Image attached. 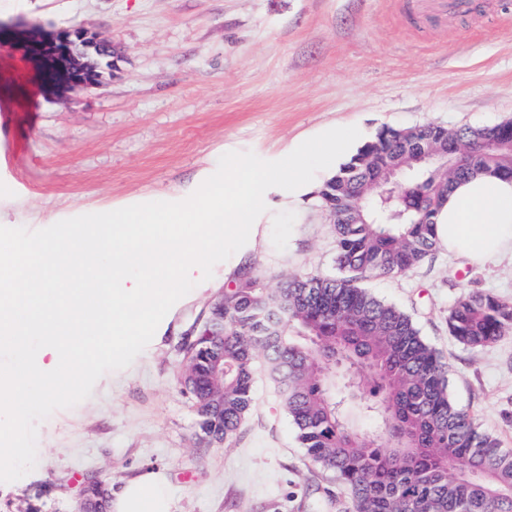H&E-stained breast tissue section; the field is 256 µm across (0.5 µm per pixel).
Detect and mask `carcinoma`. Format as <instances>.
Segmentation results:
<instances>
[{"label": "carcinoma", "instance_id": "cac0c4a2", "mask_svg": "<svg viewBox=\"0 0 512 512\" xmlns=\"http://www.w3.org/2000/svg\"><path fill=\"white\" fill-rule=\"evenodd\" d=\"M438 158L411 161L403 131L382 128L323 183L336 209L339 278L289 275L274 289L244 276L224 294V335L186 352L182 391L201 427L226 445L253 407L254 359L263 355L310 461L336 476L349 512H512V449L481 431L448 392V364L411 315L357 286L400 277L436 249L434 216L449 184L478 172L512 178V121L448 130L420 127ZM403 165L398 185L382 170ZM448 331L470 348L512 332V302L468 292L448 308ZM223 358L224 377L214 374ZM363 411L381 421L360 430Z\"/></svg>", "mask_w": 512, "mask_h": 512}]
</instances>
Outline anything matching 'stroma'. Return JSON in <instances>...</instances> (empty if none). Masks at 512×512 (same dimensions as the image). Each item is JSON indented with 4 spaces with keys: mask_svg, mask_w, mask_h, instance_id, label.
I'll return each mask as SVG.
<instances>
[{
    "mask_svg": "<svg viewBox=\"0 0 512 512\" xmlns=\"http://www.w3.org/2000/svg\"><path fill=\"white\" fill-rule=\"evenodd\" d=\"M436 24L411 0H27L0 20L52 31L83 25L112 42L113 77L47 99L37 68L0 48V207L39 230L144 197L162 201L230 151L268 159L327 127L434 123L454 130L512 120V0H480ZM276 286L287 273L338 275L332 224L316 197L276 211L255 248L233 254ZM364 288L407 311L449 364L453 401L512 448V333L485 349L448 334L464 291L512 301V258L477 266L436 248L400 277ZM225 291L224 266L168 312L162 336L91 395L37 424V463L0 483V512H77L87 481L109 495L165 473L175 512H323L344 498L315 467L256 357L254 406L229 446L207 442L178 380L185 347Z\"/></svg>",
    "mask_w": 512,
    "mask_h": 512,
    "instance_id": "35a3bbf8",
    "label": "stroma"
}]
</instances>
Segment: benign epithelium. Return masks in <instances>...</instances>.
Instances as JSON below:
<instances>
[{
    "label": "benign epithelium",
    "instance_id": "benign-epithelium-1",
    "mask_svg": "<svg viewBox=\"0 0 512 512\" xmlns=\"http://www.w3.org/2000/svg\"><path fill=\"white\" fill-rule=\"evenodd\" d=\"M3 42L18 45L38 65L41 87L49 95L100 87L104 74L115 68L112 45L81 26L43 35L17 33L0 23Z\"/></svg>",
    "mask_w": 512,
    "mask_h": 512
}]
</instances>
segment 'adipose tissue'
I'll return each mask as SVG.
<instances>
[{
  "mask_svg": "<svg viewBox=\"0 0 512 512\" xmlns=\"http://www.w3.org/2000/svg\"><path fill=\"white\" fill-rule=\"evenodd\" d=\"M437 236L449 252L481 265L512 256V179L478 173L450 187L436 217ZM112 512H174L165 474L147 471L116 494Z\"/></svg>",
  "mask_w": 512,
  "mask_h": 512,
  "instance_id": "adipose-tissue-1",
  "label": "adipose tissue"
}]
</instances>
